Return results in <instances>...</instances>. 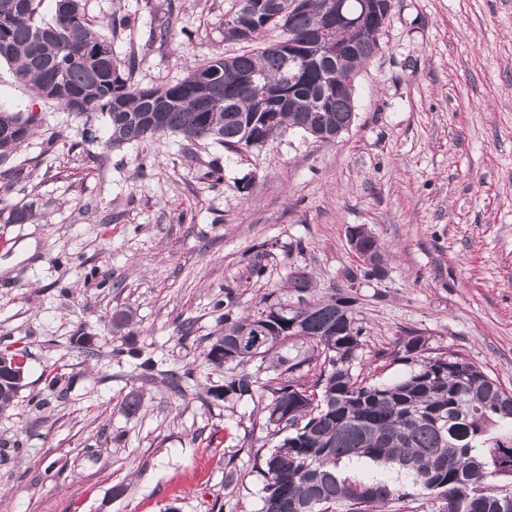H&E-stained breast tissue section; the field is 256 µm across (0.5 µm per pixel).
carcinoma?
<instances>
[{"label":"carcinoma","instance_id":"obj_1","mask_svg":"<svg viewBox=\"0 0 512 512\" xmlns=\"http://www.w3.org/2000/svg\"><path fill=\"white\" fill-rule=\"evenodd\" d=\"M43 2L0 0V60L16 83L77 116L107 115L113 149L171 133L237 154L290 129L324 141L346 124L353 99L342 90L343 79L357 76L380 51L377 40L392 8L389 2L366 14L361 0H345V11L360 21L349 27L331 22L329 0H237L225 14L224 39L243 45L242 53L203 58L176 83L140 87L132 83L136 60L123 62L112 49V29L127 19L96 28L82 0H55L47 21ZM277 28L291 49L262 41ZM321 30L328 31L329 54L313 47ZM338 48L347 53L344 65L336 60ZM39 123L33 112L0 109V161ZM360 234L362 248L384 266L381 244L365 228ZM354 301L331 295L297 309L272 304L242 316L233 314L232 303L225 306L224 332L205 353L214 365L264 357L289 337L312 343L307 358L277 357L279 376L267 385L266 422L288 434L254 454L253 468L264 478L262 512H393L390 504L409 496L380 477L341 473L353 460L396 467L406 484L434 501V512H512V500L495 484L512 479V392L459 354H425L418 335L395 342L396 360L409 366L402 379L366 381L355 372L363 328ZM264 315L258 346L237 352V340L254 335ZM312 363L313 380H302V368ZM251 393L252 382L241 377L214 397Z\"/></svg>","mask_w":512,"mask_h":512}]
</instances>
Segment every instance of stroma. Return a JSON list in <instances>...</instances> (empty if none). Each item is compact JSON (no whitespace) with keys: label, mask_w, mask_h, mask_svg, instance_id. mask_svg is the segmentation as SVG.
I'll return each mask as SVG.
<instances>
[{"label":"stroma","mask_w":512,"mask_h":512,"mask_svg":"<svg viewBox=\"0 0 512 512\" xmlns=\"http://www.w3.org/2000/svg\"><path fill=\"white\" fill-rule=\"evenodd\" d=\"M234 3L85 0V12L95 26L130 18L112 45L152 86L239 53L224 39ZM380 43L341 138L288 131L245 158L173 134L107 147V116L34 98L0 62V108L42 119L0 163V349L28 361L0 410V512H261L250 452L278 441L266 385L277 356L310 344L221 368L205 352L224 303L297 305V274L312 298L356 297L368 382L406 373L393 353L409 331L512 389V0H393ZM24 205L29 219L9 222ZM358 225L385 250L383 277L363 275ZM240 376L252 397H212Z\"/></svg>","instance_id":"stroma-1"}]
</instances>
